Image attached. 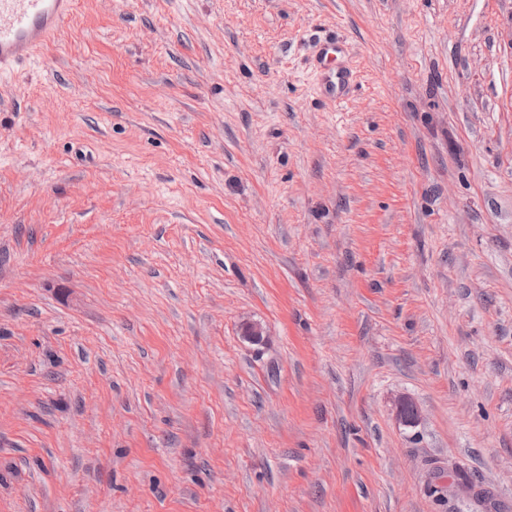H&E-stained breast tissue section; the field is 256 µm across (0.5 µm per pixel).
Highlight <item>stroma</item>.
<instances>
[{
    "instance_id": "35a3bbf8",
    "label": "stroma",
    "mask_w": 512,
    "mask_h": 512,
    "mask_svg": "<svg viewBox=\"0 0 512 512\" xmlns=\"http://www.w3.org/2000/svg\"><path fill=\"white\" fill-rule=\"evenodd\" d=\"M0 512H512V0H75L0 76Z\"/></svg>"
}]
</instances>
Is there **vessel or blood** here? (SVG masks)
Wrapping results in <instances>:
<instances>
[{
	"label": "vessel or blood",
	"instance_id": "obj_1",
	"mask_svg": "<svg viewBox=\"0 0 512 512\" xmlns=\"http://www.w3.org/2000/svg\"><path fill=\"white\" fill-rule=\"evenodd\" d=\"M72 9L73 0H0V74L31 60Z\"/></svg>",
	"mask_w": 512,
	"mask_h": 512
}]
</instances>
